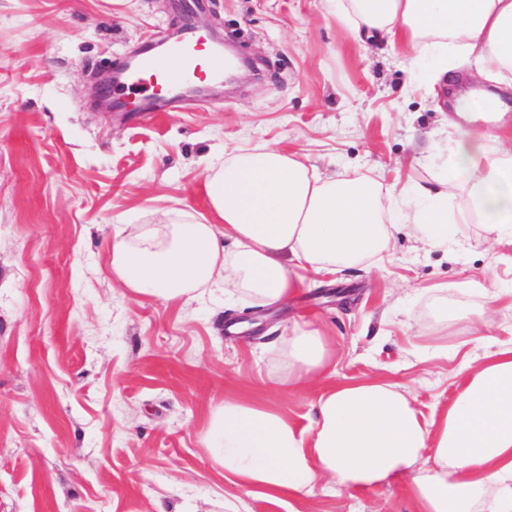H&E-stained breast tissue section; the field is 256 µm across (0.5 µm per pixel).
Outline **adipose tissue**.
<instances>
[{
	"mask_svg": "<svg viewBox=\"0 0 512 512\" xmlns=\"http://www.w3.org/2000/svg\"><path fill=\"white\" fill-rule=\"evenodd\" d=\"M356 39L407 41L415 57L452 48L456 66L480 62L477 77L512 73V0H340ZM498 97L460 98L463 131L446 178L405 205L420 240L448 241V200L467 194L466 213L512 237V143L495 158L476 128ZM216 221L165 211L126 224L112 238V275L132 293L165 302L223 286L264 304H284L304 274H334L382 255L397 230L386 223L371 176L322 174L295 153L259 145L211 163L204 183ZM284 383L322 385L301 427L273 403L225 398L203 439L226 482L276 499L339 496L408 478L415 512H512V344L464 368L448 407L425 418L414 401L374 377L335 380L326 336L295 323L282 352Z\"/></svg>",
	"mask_w": 512,
	"mask_h": 512,
	"instance_id": "obj_1",
	"label": "adipose tissue"
}]
</instances>
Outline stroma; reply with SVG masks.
I'll return each mask as SVG.
<instances>
[{"instance_id": "obj_1", "label": "stroma", "mask_w": 512, "mask_h": 512, "mask_svg": "<svg viewBox=\"0 0 512 512\" xmlns=\"http://www.w3.org/2000/svg\"><path fill=\"white\" fill-rule=\"evenodd\" d=\"M188 7L255 57L259 78L151 118L93 110L96 73ZM350 25L326 0H0V512H414L402 481L271 500L225 482L202 439L230 396L269 398L308 425L317 390L280 389L298 319L328 336L337 377L375 373L423 412L447 406L463 364L512 343V244L458 219L464 191L448 201L447 248L402 227L382 260L314 279L251 335L226 332L248 303L219 289L135 297L108 253L117 225L159 210L213 223L206 162L240 146L371 174L407 198L436 185L466 74L446 95L428 82L433 58L410 68L406 45L357 41ZM487 271L511 291L492 327L440 320L441 304H478L460 286Z\"/></svg>"}]
</instances>
